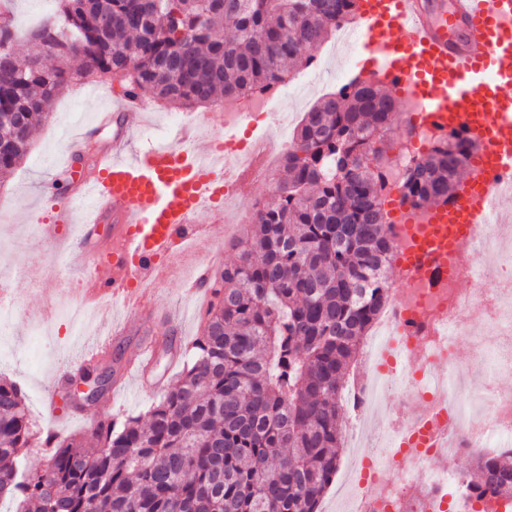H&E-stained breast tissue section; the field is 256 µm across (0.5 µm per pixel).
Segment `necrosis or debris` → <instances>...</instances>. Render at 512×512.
<instances>
[{
	"label": "necrosis or debris",
	"mask_w": 512,
	"mask_h": 512,
	"mask_svg": "<svg viewBox=\"0 0 512 512\" xmlns=\"http://www.w3.org/2000/svg\"><path fill=\"white\" fill-rule=\"evenodd\" d=\"M244 121L236 116L224 121V166L236 174L224 184L228 197L261 180L269 165L268 153L259 149L265 135ZM244 126L249 134L242 142L238 134ZM491 264L512 270V225L494 218L479 227L466 262L470 292L460 291L458 279L424 276L402 282L399 294L384 310L362 353L360 375L343 393L349 412L347 447H360L362 440L372 437L379 449L367 465V474L355 477L356 512H416L406 491L420 474L427 479L432 512H445L449 498L465 496L467 489L460 475L437 465L442 452L472 454L512 446V389L487 378L469 387L458 382L476 367L512 373V279H500L497 288L487 290L485 275ZM422 311L447 312L448 320L428 338L426 363L417 365L405 359L409 340L400 320ZM464 312L482 330L471 340L472 359L462 363L457 359L463 334L458 318ZM396 390L426 406L427 416L417 425L401 420L370 431L368 421L378 396ZM442 415L454 425L447 449L405 447L404 440L414 429L428 430Z\"/></svg>",
	"instance_id": "4bbe7bcc"
}]
</instances>
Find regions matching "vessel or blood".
I'll list each match as a JSON object with an SVG mask.
<instances>
[{"instance_id":"b4317fda","label":"vessel or blood","mask_w":512,"mask_h":512,"mask_svg":"<svg viewBox=\"0 0 512 512\" xmlns=\"http://www.w3.org/2000/svg\"><path fill=\"white\" fill-rule=\"evenodd\" d=\"M461 23L462 40L448 39L449 21ZM356 23L369 56H380L385 81L418 103L419 125L445 131L464 127L480 145L452 200L426 208L396 268L397 279L437 272L454 275L453 258L473 244V228L485 223L488 203L512 200L501 175L512 171V0H453L432 14L422 0H361ZM143 109L127 97L116 113H99L94 128L120 118L139 123ZM168 145L124 153L113 139L81 169L78 192L38 226V238L60 254L78 242L91 263V298L119 301L126 313L144 308L143 285L164 279V258L180 237L196 232L210 202L224 158L203 144L197 125Z\"/></svg>"}]
</instances>
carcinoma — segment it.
Segmentation results:
<instances>
[{
	"label": "carcinoma",
	"mask_w": 512,
	"mask_h": 512,
	"mask_svg": "<svg viewBox=\"0 0 512 512\" xmlns=\"http://www.w3.org/2000/svg\"><path fill=\"white\" fill-rule=\"evenodd\" d=\"M360 0H58L16 59L0 17V174L15 169L54 97L75 79L173 106L236 101L307 65ZM399 111L374 79L305 113L287 178L256 206L237 261L209 277L210 301L183 368L148 412L101 417L95 447L60 441L42 468L10 462L52 441L18 387L0 379V496L17 512H318L336 477L344 384L387 305L392 247L379 146ZM477 151L453 133L406 169L416 208L450 202ZM470 487L512 499V448L474 457Z\"/></svg>",
	"instance_id": "cac0c4a2"
}]
</instances>
